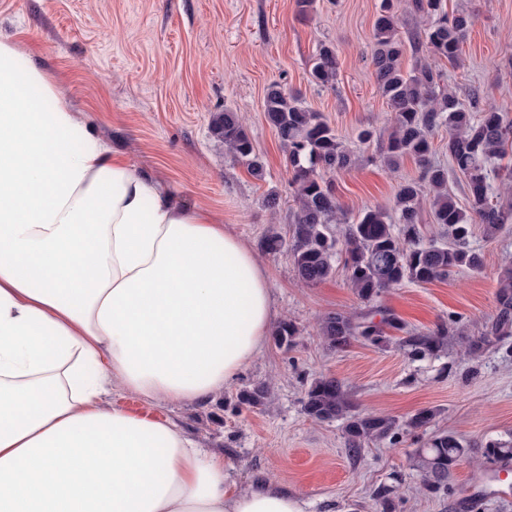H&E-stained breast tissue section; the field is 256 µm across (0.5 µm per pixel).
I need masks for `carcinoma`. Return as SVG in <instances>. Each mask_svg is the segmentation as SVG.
<instances>
[{
  "instance_id": "1",
  "label": "carcinoma",
  "mask_w": 512,
  "mask_h": 512,
  "mask_svg": "<svg viewBox=\"0 0 512 512\" xmlns=\"http://www.w3.org/2000/svg\"><path fill=\"white\" fill-rule=\"evenodd\" d=\"M418 14L424 25L404 38L398 30V17L405 9ZM475 23V13L457 10L448 13L446 0H381L373 22L371 78L390 113L391 132L384 147L385 158L395 165L404 157L413 158L421 169L420 178L402 182L395 195L394 211L367 207L347 225L343 243L329 233V224L341 210L334 185L326 173L348 170L353 163L350 151L335 129L318 112L304 106L297 94H288L273 83L265 93L264 116L288 150V171L297 186V209L291 224V240L278 233H265L260 246L266 253L288 251L297 277L316 285L335 271L340 261L359 299L370 305L388 288L406 281L430 283L453 270H478L482 258L469 244L471 225H482L486 236L494 237L512 225V203L494 198L491 178L500 175L494 163L512 148V122L495 107H487L478 89L468 91L462 100L441 85L443 74L427 63L404 70L407 49L416 55L458 66L462 44ZM338 58L332 44L322 43L314 55L311 81L328 87L336 81ZM448 130L446 149L451 168L432 160V135ZM210 131L224 144L230 156L247 165L257 179L264 177L252 139L238 113L226 108L211 116ZM461 174L468 188V210L457 206L448 194V170ZM429 202L431 223L446 229L452 243L435 239L423 241L421 207ZM499 311L478 336L452 329L441 323L432 330L409 329L389 315L376 322L369 313L348 316L339 312L324 315L318 335L330 348L343 351L353 341L387 348L391 342L413 361L433 358L443 352L448 338L457 335L463 351L478 357L494 344L512 336V271L500 278L496 293ZM403 333L398 339L385 328ZM297 327L290 321L279 324L274 343L286 350L295 344ZM268 387L254 385L237 394V406L265 404ZM305 414L320 422L341 421L348 452L357 457L371 442H394L401 424L393 416L360 412L343 384L333 376L315 379L305 393ZM435 418L431 409L414 413L406 427L427 429ZM470 453L468 443L450 431L435 434L414 451L413 467L421 476V491L434 495L448 488V480L458 463ZM486 462L495 464L512 459V439L492 440L482 448ZM378 512H397L393 487L382 484L372 491Z\"/></svg>"
}]
</instances>
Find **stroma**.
Returning <instances> with one entry per match:
<instances>
[{"mask_svg": "<svg viewBox=\"0 0 512 512\" xmlns=\"http://www.w3.org/2000/svg\"><path fill=\"white\" fill-rule=\"evenodd\" d=\"M379 3L314 0L306 9L300 0H0V36L57 81L80 123L113 154L177 189L257 250L279 319L299 330L287 351L265 338L214 401L183 406L116 392L113 403L174 423L221 454L231 491L268 486L297 493L305 512H377L371 492L392 481L399 512H460L470 477L484 470L486 442L512 437V337L476 360L453 343L422 361L360 341L329 349L316 333L318 318L365 308L345 269L307 286L288 252L258 250L267 230L290 238L296 209L287 152L263 112L270 84L299 94L355 155L351 170L330 176L341 205L335 234L364 208L391 209L399 184L420 174L412 158L395 168L383 158L388 114L370 78ZM446 3L477 15L460 66L438 64L446 88L461 97L480 87L485 103L512 121V0ZM324 42L335 45L339 62L334 85L325 88L309 76ZM227 107L243 117L263 179L211 135L212 113ZM365 128L375 133L371 141L358 137ZM270 194L278 196V210L265 208ZM470 245L482 257L480 271L403 283L379 298V309L421 331L453 319L480 334L498 313V280L512 267V228L488 238L474 226ZM322 375L339 379L359 411L403 422L430 407L436 417L429 430L404 428L398 443H374L349 456L341 422L315 421L303 411L307 388ZM261 383L270 388L265 405L236 407L239 390ZM448 430L470 443L471 458L454 469L448 491L424 496L411 455Z\"/></svg>", "mask_w": 512, "mask_h": 512, "instance_id": "1", "label": "stroma"}]
</instances>
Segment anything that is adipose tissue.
<instances>
[{"mask_svg":"<svg viewBox=\"0 0 512 512\" xmlns=\"http://www.w3.org/2000/svg\"><path fill=\"white\" fill-rule=\"evenodd\" d=\"M277 314L255 253L85 129L0 37V512H303L113 390L223 394Z\"/></svg>","mask_w":512,"mask_h":512,"instance_id":"ef3b65f1","label":"adipose tissue"}]
</instances>
